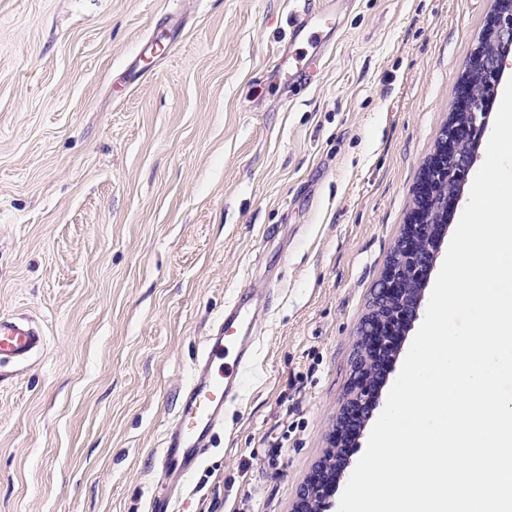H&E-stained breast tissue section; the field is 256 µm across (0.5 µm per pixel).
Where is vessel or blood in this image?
<instances>
[{
  "mask_svg": "<svg viewBox=\"0 0 512 512\" xmlns=\"http://www.w3.org/2000/svg\"><path fill=\"white\" fill-rule=\"evenodd\" d=\"M331 0H302L292 15L291 36L308 35L315 52L294 78H302L320 64L326 47L318 30L328 26L333 15ZM252 292L243 290L225 306L224 314L195 363L178 409L163 438L158 466L167 476L187 477L210 448L214 432L224 424V409L234 403L245 384L255 338L249 328ZM45 344L43 333L28 321L0 317V360L27 359Z\"/></svg>",
  "mask_w": 512,
  "mask_h": 512,
  "instance_id": "vessel-or-blood-1",
  "label": "vessel or blood"
}]
</instances>
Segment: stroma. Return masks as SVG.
<instances>
[{"label":"stroma","instance_id":"obj_1","mask_svg":"<svg viewBox=\"0 0 512 512\" xmlns=\"http://www.w3.org/2000/svg\"><path fill=\"white\" fill-rule=\"evenodd\" d=\"M493 2L338 0L316 82L290 88L273 66L298 0H0V316L46 338L0 361V512H147L244 288L268 302L252 367L176 505L293 512Z\"/></svg>","mask_w":512,"mask_h":512}]
</instances>
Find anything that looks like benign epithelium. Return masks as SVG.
Masks as SVG:
<instances>
[{
  "instance_id": "benign-epithelium-1",
  "label": "benign epithelium",
  "mask_w": 512,
  "mask_h": 512,
  "mask_svg": "<svg viewBox=\"0 0 512 512\" xmlns=\"http://www.w3.org/2000/svg\"><path fill=\"white\" fill-rule=\"evenodd\" d=\"M488 24L480 37L472 63L477 65L478 76L483 84L492 86L501 73L505 54L512 49V0H495ZM470 65L460 79L454 118L442 129L439 149L424 167L421 181L425 196L414 206L409 223L404 225L401 240L386 269L379 289L375 294L372 311L390 310V316L381 320L366 319L360 327V336L374 341L371 349L358 347L352 357L353 379L349 397L341 406L337 421L347 424L361 404L370 397L367 381L377 361L390 351L388 336L397 324L417 314L424 281L430 269V259L438 247L440 237L430 230L434 212L429 210L428 198L435 199V209L448 210L460 200V192L448 194L442 184L465 181L473 161L474 153L486 128L484 111L469 77ZM342 467L333 457L320 464L316 474L304 483L298 493L296 512H303L305 504L320 501L321 509L327 512L330 503L324 501L327 488L336 480Z\"/></svg>"
}]
</instances>
